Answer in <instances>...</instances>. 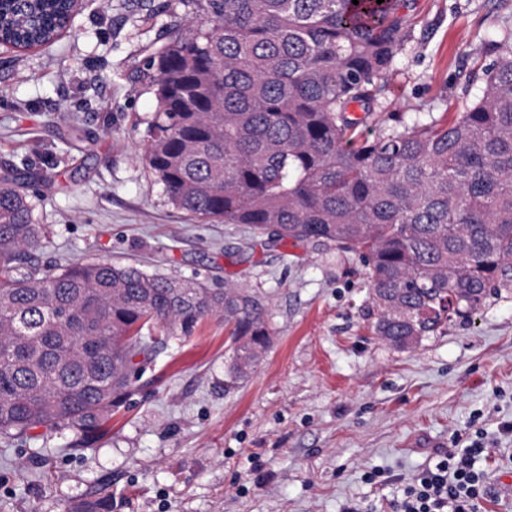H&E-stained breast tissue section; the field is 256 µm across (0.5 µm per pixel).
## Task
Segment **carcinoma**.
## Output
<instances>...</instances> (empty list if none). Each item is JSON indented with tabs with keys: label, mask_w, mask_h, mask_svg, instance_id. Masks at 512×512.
<instances>
[{
	"label": "carcinoma",
	"mask_w": 512,
	"mask_h": 512,
	"mask_svg": "<svg viewBox=\"0 0 512 512\" xmlns=\"http://www.w3.org/2000/svg\"><path fill=\"white\" fill-rule=\"evenodd\" d=\"M191 24L152 47L145 162L168 202L204 223L336 245L367 266L375 333L406 347L512 291V30L491 23L490 62L464 109L391 112L360 130L413 39L407 0H180ZM66 0H0V43L65 29ZM29 195L0 178V434L102 436L149 352L155 323L221 315L233 370L267 344L263 305L229 285L104 260L23 267L37 246ZM71 512H112L98 492Z\"/></svg>",
	"instance_id": "cac0c4a2"
}]
</instances>
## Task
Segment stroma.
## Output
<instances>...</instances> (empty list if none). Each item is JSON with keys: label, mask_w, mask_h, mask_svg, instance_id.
<instances>
[{"label": "stroma", "mask_w": 512, "mask_h": 512, "mask_svg": "<svg viewBox=\"0 0 512 512\" xmlns=\"http://www.w3.org/2000/svg\"><path fill=\"white\" fill-rule=\"evenodd\" d=\"M175 0H83L50 44L0 46V176L32 174L29 255L41 268L107 260L204 284L232 283L267 311V347L231 371L224 321L152 327L130 401L83 445L68 429L0 435V512H69L106 489L112 512H391L443 448L481 429L493 491L512 488V293L406 348L377 336L354 253L201 224L175 210L144 159L155 101L140 77L153 43L183 23ZM414 41L386 111L460 110L470 50L512 0H415ZM383 470L385 481L367 480Z\"/></svg>", "instance_id": "1"}]
</instances>
